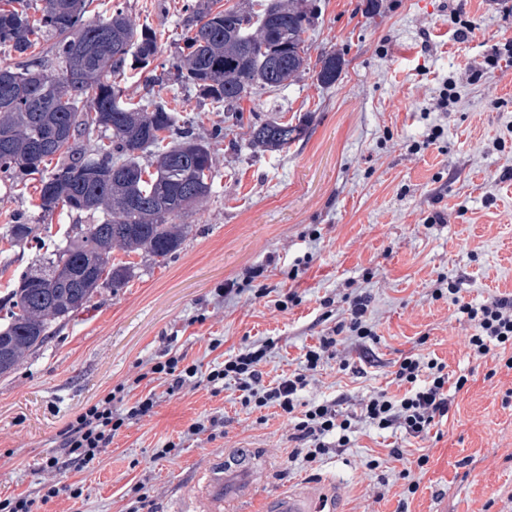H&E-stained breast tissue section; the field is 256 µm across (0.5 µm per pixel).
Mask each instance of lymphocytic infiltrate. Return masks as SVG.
Masks as SVG:
<instances>
[{
  "label": "lymphocytic infiltrate",
  "instance_id": "lymphocytic-infiltrate-1",
  "mask_svg": "<svg viewBox=\"0 0 512 512\" xmlns=\"http://www.w3.org/2000/svg\"><path fill=\"white\" fill-rule=\"evenodd\" d=\"M369 305L368 295L354 296L347 317L320 336L318 344L305 350L299 369L273 384H264L261 370L272 350L268 342L242 347L234 356L214 362L205 374L196 363L188 361L185 352L165 349L160 359L143 364L134 378L82 408L61 434L60 453L46 457L40 466L48 476L47 481L41 482L36 493L0 500V512H37L40 504L60 493L77 496V489L64 482L68 472L82 470L123 429L151 415L163 396L189 385L215 386L231 380L236 383L245 408H279L293 429V439L303 443L306 462H316L331 449L349 447L355 417L343 411L341 401L314 402L301 412L297 409L298 394L324 361L333 358L341 335L375 339L376 334L367 322ZM458 310L466 314L474 328L468 338L471 353L483 357L490 343H497L507 350L504 365L512 369V297H499L479 307L462 302ZM395 378L406 385L405 394L396 397L380 392L368 396L361 400L357 418L379 430L402 429L413 438L426 436L435 420L447 417L452 404L451 390H462L466 384L462 377L450 379L444 363L423 360L412 352L398 361ZM143 384L148 387L144 393L139 390Z\"/></svg>",
  "mask_w": 512,
  "mask_h": 512
}]
</instances>
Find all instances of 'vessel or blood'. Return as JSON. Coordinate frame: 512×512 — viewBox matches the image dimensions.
Masks as SVG:
<instances>
[{
    "label": "vessel or blood",
    "instance_id": "vessel-or-blood-1",
    "mask_svg": "<svg viewBox=\"0 0 512 512\" xmlns=\"http://www.w3.org/2000/svg\"><path fill=\"white\" fill-rule=\"evenodd\" d=\"M255 462V456L237 452L226 465L210 469L197 495V512H229L231 506L249 500L257 474Z\"/></svg>",
    "mask_w": 512,
    "mask_h": 512
}]
</instances>
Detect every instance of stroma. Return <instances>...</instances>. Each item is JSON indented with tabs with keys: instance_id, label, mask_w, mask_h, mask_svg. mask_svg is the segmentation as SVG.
Listing matches in <instances>:
<instances>
[{
	"instance_id": "1",
	"label": "stroma",
	"mask_w": 512,
	"mask_h": 512,
	"mask_svg": "<svg viewBox=\"0 0 512 512\" xmlns=\"http://www.w3.org/2000/svg\"><path fill=\"white\" fill-rule=\"evenodd\" d=\"M183 0H93L95 20L122 7L157 35V64L178 57ZM319 19L306 35L309 56L333 51L345 65L325 87L304 75L288 88L245 101V122L232 125L210 101L187 98L166 84L169 108L195 122L201 136L223 126L214 143L211 194L184 218L192 231L176 253L150 259L113 251L136 264L119 290L102 289L57 336L0 377V499L35 491L42 458L56 453L74 416L168 345L187 352L201 371L214 355L244 344L273 342L263 378L299 367L304 347L340 321L354 292L370 297L373 341L345 339L312 376L302 402L361 399L404 389L394 380L408 352L436 358L450 379L466 377L448 417L426 439L399 429L356 427L352 447L319 462L292 458L286 417L249 411L234 382L184 387L151 416L117 435L81 472L71 474L79 498L60 495L41 512H125L132 489L145 483L154 512H168L176 489L241 448L262 456L260 499L309 488L336 496L339 512H512V369L498 347L471 355L473 329L454 305L475 306L512 295V66L488 63L512 41V13L497 0H318ZM472 25L468 39L449 38L451 17ZM455 83L448 111L436 103L444 81ZM277 113L305 134L270 153L248 144L247 120ZM441 126L435 144L426 138ZM319 239H310V231ZM313 259L296 279L288 264ZM264 266L267 295L253 299L247 273ZM453 293L434 296L438 281ZM244 285L220 297L225 283ZM299 305L282 312L288 290ZM330 306H323V299ZM217 415L224 432L187 439L193 419ZM179 448L159 458L167 442ZM402 460L390 457L391 449ZM428 455V464L410 461ZM378 467H371L372 459ZM414 495H406L409 482Z\"/></svg>"
}]
</instances>
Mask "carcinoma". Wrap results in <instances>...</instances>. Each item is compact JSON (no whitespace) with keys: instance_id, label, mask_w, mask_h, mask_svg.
<instances>
[{"instance_id":"cac0c4a2","label":"carcinoma","mask_w":512,"mask_h":512,"mask_svg":"<svg viewBox=\"0 0 512 512\" xmlns=\"http://www.w3.org/2000/svg\"><path fill=\"white\" fill-rule=\"evenodd\" d=\"M90 0H41L38 22L23 10L0 7V47L17 58L0 66V181L20 185L42 176L35 207L50 216L63 207L97 216L72 225L65 243L26 268L15 288L0 298V377L79 312L103 288L124 287L135 274L130 262L112 261V250L164 258L192 230L179 224L187 210L204 203L214 171L211 142L196 135L154 99L159 78L144 79L138 104L127 101V71L147 70L159 48L154 31L117 7L106 17L85 19ZM218 0H187L185 47L169 80L243 119L241 102L270 88H284L313 72L331 85L344 61L322 54L310 70L305 34L318 20L316 0H238L219 10ZM54 38L51 55H29L39 31ZM249 145L281 152L304 128L279 117L249 124ZM155 158L154 169L141 163ZM39 225L7 224L0 239L26 248Z\"/></svg>"}]
</instances>
